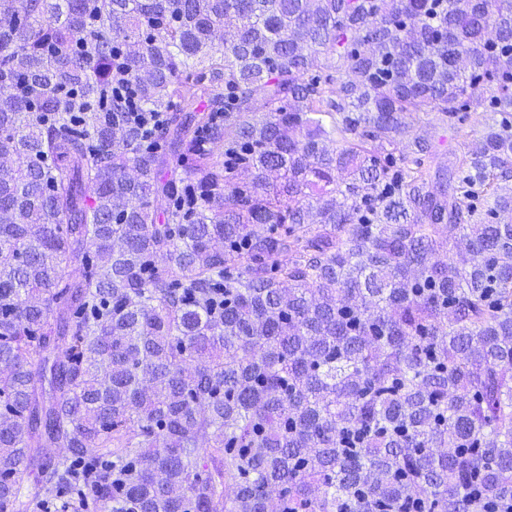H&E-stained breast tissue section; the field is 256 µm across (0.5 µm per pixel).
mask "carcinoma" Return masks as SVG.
<instances>
[{
	"instance_id": "obj_1",
	"label": "carcinoma",
	"mask_w": 512,
	"mask_h": 512,
	"mask_svg": "<svg viewBox=\"0 0 512 512\" xmlns=\"http://www.w3.org/2000/svg\"><path fill=\"white\" fill-rule=\"evenodd\" d=\"M0 15V512L57 447L32 498L93 465L109 512H512V0ZM482 84L478 144L397 168Z\"/></svg>"
}]
</instances>
